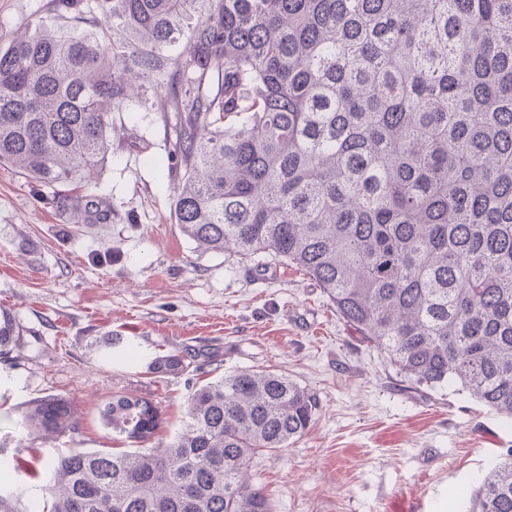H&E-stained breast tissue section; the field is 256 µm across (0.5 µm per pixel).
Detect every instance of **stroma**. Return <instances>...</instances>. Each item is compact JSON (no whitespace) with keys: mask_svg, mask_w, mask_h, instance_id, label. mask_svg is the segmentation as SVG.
<instances>
[{"mask_svg":"<svg viewBox=\"0 0 512 512\" xmlns=\"http://www.w3.org/2000/svg\"><path fill=\"white\" fill-rule=\"evenodd\" d=\"M52 9L53 0H0V46ZM112 124V149L91 183L44 184L0 166V307L22 333L19 350L0 358V431L20 440L22 467L0 475V488L26 484L29 506L56 451L130 450L101 424L112 397L158 402L167 442L195 388L268 369L319 402L303 436L251 463L272 512H469L470 490L512 448V421L457 384L413 389L279 259L243 265L197 250L174 218L184 174L170 155L174 112L159 101L113 113ZM115 336L136 361L112 355ZM188 348L216 359L150 372L155 356ZM48 393L72 402L77 431L28 434L22 408Z\"/></svg>","mask_w":512,"mask_h":512,"instance_id":"1","label":"stroma"}]
</instances>
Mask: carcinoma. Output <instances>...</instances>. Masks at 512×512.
I'll list each match as a JSON object with an SVG mask.
<instances>
[{
    "mask_svg": "<svg viewBox=\"0 0 512 512\" xmlns=\"http://www.w3.org/2000/svg\"><path fill=\"white\" fill-rule=\"evenodd\" d=\"M82 2L0 48V165L81 181L112 113L160 99L179 114L174 214L197 249L295 266L398 374L458 383L512 420V0H95L88 28L66 24ZM18 341L1 310L0 356ZM317 413L287 376L240 370L194 390L183 430L148 448L160 407L115 397L103 426L138 447L57 454L43 512H271L251 460ZM23 421L77 430L55 394ZM27 493H0V512ZM471 512H512V450Z\"/></svg>",
    "mask_w": 512,
    "mask_h": 512,
    "instance_id": "1",
    "label": "carcinoma"
}]
</instances>
